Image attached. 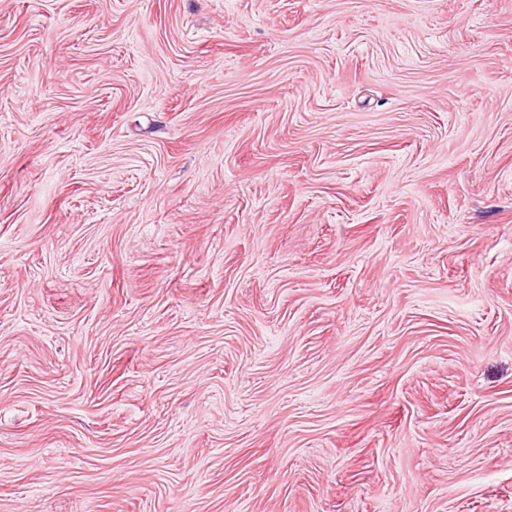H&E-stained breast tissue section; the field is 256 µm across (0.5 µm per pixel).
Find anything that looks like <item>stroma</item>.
<instances>
[{
  "label": "stroma",
  "instance_id": "stroma-1",
  "mask_svg": "<svg viewBox=\"0 0 512 512\" xmlns=\"http://www.w3.org/2000/svg\"><path fill=\"white\" fill-rule=\"evenodd\" d=\"M0 512H512V0H0Z\"/></svg>",
  "mask_w": 512,
  "mask_h": 512
}]
</instances>
